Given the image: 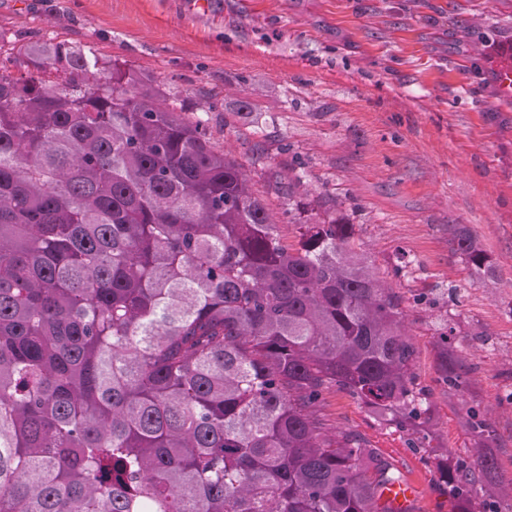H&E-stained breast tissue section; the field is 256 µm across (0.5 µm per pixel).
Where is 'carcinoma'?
I'll list each match as a JSON object with an SVG mask.
<instances>
[{
	"label": "carcinoma",
	"mask_w": 512,
	"mask_h": 512,
	"mask_svg": "<svg viewBox=\"0 0 512 512\" xmlns=\"http://www.w3.org/2000/svg\"><path fill=\"white\" fill-rule=\"evenodd\" d=\"M9 62L64 80L0 72V512H397L391 465L314 416L328 385L427 412L399 300L340 225L286 246L205 120L90 48ZM439 357L460 388L446 336ZM491 473L441 469L454 512Z\"/></svg>",
	"instance_id": "1"
}]
</instances>
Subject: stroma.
Masks as SVG:
<instances>
[{"label":"stroma","instance_id":"1","mask_svg":"<svg viewBox=\"0 0 512 512\" xmlns=\"http://www.w3.org/2000/svg\"><path fill=\"white\" fill-rule=\"evenodd\" d=\"M58 41L203 114L275 214L297 203L285 244L298 246L299 225L342 224L396 295L424 423L396 427L331 385L317 411L326 431L391 463L416 490L413 512H453L447 457L479 469L490 453L496 477L512 476V102L496 88L512 0H0L1 43ZM288 175L289 198L275 192ZM462 230L486 274L452 250ZM444 342L462 390L438 379ZM477 416L486 438L471 432Z\"/></svg>","mask_w":512,"mask_h":512}]
</instances>
